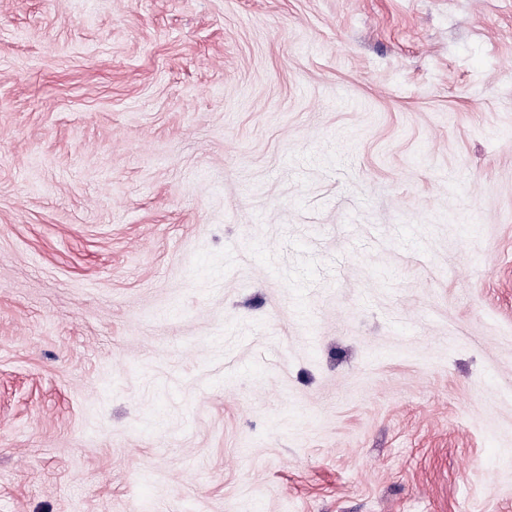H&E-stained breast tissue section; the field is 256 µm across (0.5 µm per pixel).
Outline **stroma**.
<instances>
[{
  "label": "stroma",
  "instance_id": "1",
  "mask_svg": "<svg viewBox=\"0 0 512 512\" xmlns=\"http://www.w3.org/2000/svg\"><path fill=\"white\" fill-rule=\"evenodd\" d=\"M0 512H512V0H0Z\"/></svg>",
  "mask_w": 512,
  "mask_h": 512
}]
</instances>
